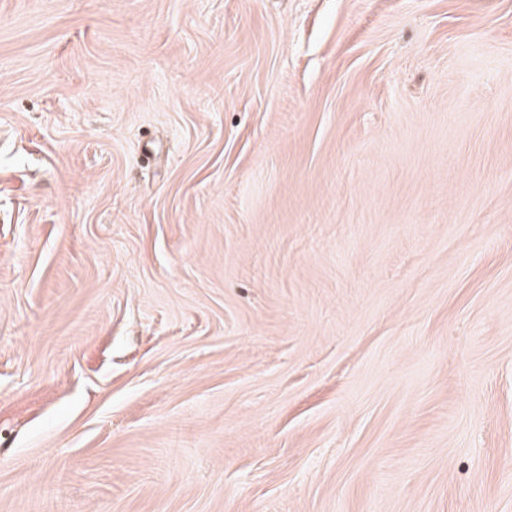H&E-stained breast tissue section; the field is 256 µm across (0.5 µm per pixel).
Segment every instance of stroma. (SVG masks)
<instances>
[{
    "label": "stroma",
    "instance_id": "35a3bbf8",
    "mask_svg": "<svg viewBox=\"0 0 512 512\" xmlns=\"http://www.w3.org/2000/svg\"><path fill=\"white\" fill-rule=\"evenodd\" d=\"M0 512H512V0H0Z\"/></svg>",
    "mask_w": 512,
    "mask_h": 512
}]
</instances>
